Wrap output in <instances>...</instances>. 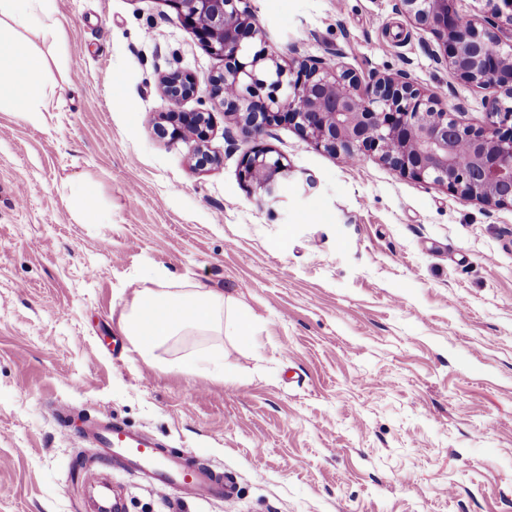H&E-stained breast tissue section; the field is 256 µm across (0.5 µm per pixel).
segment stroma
Wrapping results in <instances>:
<instances>
[{"instance_id":"obj_1","label":"stroma","mask_w":512,"mask_h":512,"mask_svg":"<svg viewBox=\"0 0 512 512\" xmlns=\"http://www.w3.org/2000/svg\"><path fill=\"white\" fill-rule=\"evenodd\" d=\"M251 6L255 49L281 65L319 59L364 82L403 71L462 120L485 118V91L436 62L397 0ZM54 7L60 41L26 34L48 111L0 110V512H90L83 420L105 415L236 482L232 500L181 501L116 470L126 512H512V207L464 202L374 153L344 161L290 125L250 136L217 105L221 160L197 169L190 141L153 131L170 109L159 79L190 73L193 112L223 59L166 0ZM258 145L293 170L274 205L239 177ZM84 186L99 223L78 215ZM154 269L250 317V341L167 349L220 350L223 373L133 351L121 318Z\"/></svg>"}]
</instances>
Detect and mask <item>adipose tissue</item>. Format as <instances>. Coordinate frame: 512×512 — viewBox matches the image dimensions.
I'll return each instance as SVG.
<instances>
[{
	"mask_svg": "<svg viewBox=\"0 0 512 512\" xmlns=\"http://www.w3.org/2000/svg\"><path fill=\"white\" fill-rule=\"evenodd\" d=\"M62 27L53 0H0V109L42 111L43 59L24 34L37 30L54 38ZM122 330L133 350L153 362L159 349L192 331H226L244 341L253 332L248 315L234 313L232 298L203 284L175 287L163 270L145 277L122 316Z\"/></svg>",
	"mask_w": 512,
	"mask_h": 512,
	"instance_id": "1",
	"label": "adipose tissue"
}]
</instances>
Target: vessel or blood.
<instances>
[{
    "label": "vessel or blood",
    "mask_w": 512,
    "mask_h": 512,
    "mask_svg": "<svg viewBox=\"0 0 512 512\" xmlns=\"http://www.w3.org/2000/svg\"><path fill=\"white\" fill-rule=\"evenodd\" d=\"M84 438L100 459L145 474L154 484L175 489L180 498L226 500L235 493V485L228 475L166 457L163 445L157 440L111 418L88 421Z\"/></svg>",
    "instance_id": "b4317fda"
}]
</instances>
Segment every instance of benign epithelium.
<instances>
[{"label":"benign epithelium","mask_w":512,"mask_h":512,"mask_svg":"<svg viewBox=\"0 0 512 512\" xmlns=\"http://www.w3.org/2000/svg\"><path fill=\"white\" fill-rule=\"evenodd\" d=\"M213 55L224 71L209 80L210 98L237 118L242 130L259 137L273 125L289 124L301 135L347 161L367 152L400 175L442 185L465 202L512 206V43L503 48L498 20L512 24V0H486L485 30L463 21L455 0H398L401 13L430 30L444 46L445 62L463 81L492 91L485 119L465 123L439 106L405 75H385L363 86L348 70L320 60L285 69L270 56L249 55L247 42L261 35L249 0H165ZM171 104L161 137L195 136L196 166L215 161L209 148L210 112H179L197 94L193 77L176 70L160 80ZM465 145L469 165L457 159ZM290 165L257 146L240 164V177L262 200L281 201V179Z\"/></svg>","instance_id":"benign-epithelium-1"}]
</instances>
